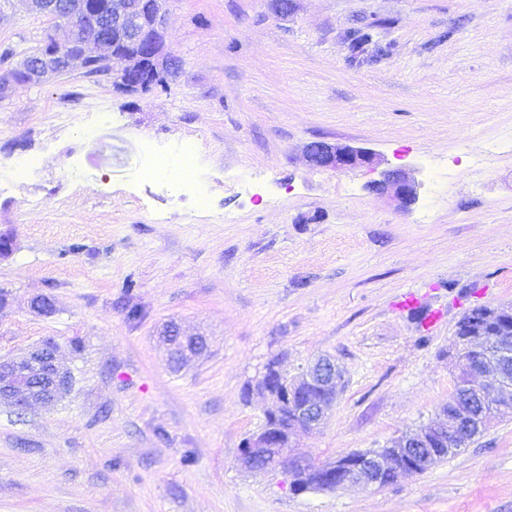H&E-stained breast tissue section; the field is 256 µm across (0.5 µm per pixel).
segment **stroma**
I'll list each match as a JSON object with an SVG mask.
<instances>
[{
	"mask_svg": "<svg viewBox=\"0 0 512 512\" xmlns=\"http://www.w3.org/2000/svg\"><path fill=\"white\" fill-rule=\"evenodd\" d=\"M181 72L126 94L80 67L0 100V359L55 340L72 377L55 405H0V512H512V417L382 489L293 490L239 457L264 422L246 396L271 358L344 369L331 416L294 454L331 463L427 423L454 390L455 330L512 308V0H166ZM387 55L352 57L354 24ZM50 22L0 0V45L35 49ZM71 113L61 131L52 115ZM197 146L206 207L150 173ZM313 141L413 170L418 199L371 192L378 172L315 168ZM415 292L436 322L400 310ZM49 297L55 312L32 307ZM136 318H129V311ZM208 348L180 370L159 336Z\"/></svg>",
	"mask_w": 512,
	"mask_h": 512,
	"instance_id": "1",
	"label": "stroma"
}]
</instances>
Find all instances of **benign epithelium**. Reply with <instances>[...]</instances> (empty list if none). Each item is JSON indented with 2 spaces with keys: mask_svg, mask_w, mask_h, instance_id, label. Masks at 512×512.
I'll list each match as a JSON object with an SVG mask.
<instances>
[{
  "mask_svg": "<svg viewBox=\"0 0 512 512\" xmlns=\"http://www.w3.org/2000/svg\"><path fill=\"white\" fill-rule=\"evenodd\" d=\"M52 20L40 45L28 54L19 73L0 79V97L14 83L39 84L48 77L69 70L78 63L84 69L97 63L106 66L120 59L125 66L113 72V82L130 93H146L150 80L168 77L174 55L165 51L164 0H30ZM82 24H77V21ZM63 28L66 38L58 40L55 31ZM313 167L338 173L358 167L376 169L382 164L378 153L369 148L320 142L319 152L307 149ZM419 182L404 168H385L373 191L390 193L408 207L418 198ZM497 316L483 312L477 326H457L465 341L479 340L476 357L458 361V383L465 396L454 408L440 412L428 424L391 442L387 451H372L353 460L338 459L328 464H303L285 454L282 469L290 475L299 472L323 474L319 486L342 489L356 485L381 486L384 475L396 479L427 471L436 458L433 448H452L463 435V428L474 418L472 402L488 411L486 424L497 414L512 408V336L497 335ZM168 351L187 360L205 344L199 336L187 335L180 326L163 334ZM16 368L0 369V404L24 412L34 404L52 405L69 387L70 375L58 358V345L45 340L27 354L15 359ZM261 388L274 402L265 411L261 429L242 443L241 464L257 471L255 459L270 450L291 447L298 430L310 431L323 425L343 386V370L329 356H320L300 368L294 376L274 365L264 371Z\"/></svg>",
  "mask_w": 512,
  "mask_h": 512,
  "instance_id": "7a95c632",
  "label": "benign epithelium"
}]
</instances>
